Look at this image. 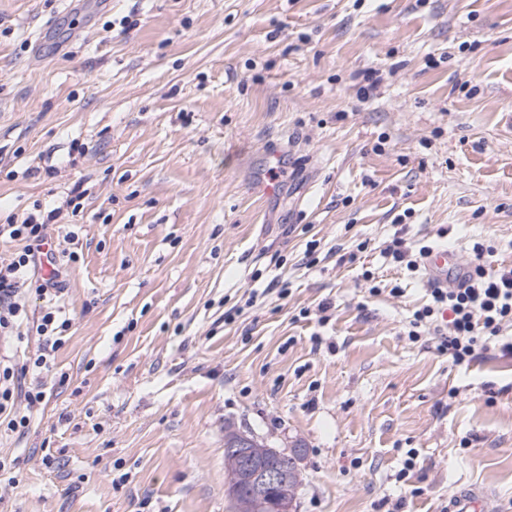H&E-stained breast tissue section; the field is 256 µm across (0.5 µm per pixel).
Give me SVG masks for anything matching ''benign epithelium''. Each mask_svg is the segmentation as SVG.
<instances>
[{
  "mask_svg": "<svg viewBox=\"0 0 512 512\" xmlns=\"http://www.w3.org/2000/svg\"><path fill=\"white\" fill-rule=\"evenodd\" d=\"M297 445L295 441L286 449L285 466L279 463L281 451L249 430L236 429L225 438V454L237 467L227 487L233 512H295L303 460Z\"/></svg>",
  "mask_w": 512,
  "mask_h": 512,
  "instance_id": "1",
  "label": "benign epithelium"
}]
</instances>
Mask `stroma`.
I'll return each mask as SVG.
<instances>
[{
  "mask_svg": "<svg viewBox=\"0 0 512 512\" xmlns=\"http://www.w3.org/2000/svg\"><path fill=\"white\" fill-rule=\"evenodd\" d=\"M509 115L512 0H0V224L78 257L0 512H229L228 426L299 512H512V357L410 341L386 254L512 267ZM486 496L476 489H465L448 502V512H482Z\"/></svg>",
  "mask_w": 512,
  "mask_h": 512,
  "instance_id": "1",
  "label": "stroma"
}]
</instances>
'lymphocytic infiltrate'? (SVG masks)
I'll return each mask as SVG.
<instances>
[{"label":"lymphocytic infiltrate","mask_w":512,"mask_h":512,"mask_svg":"<svg viewBox=\"0 0 512 512\" xmlns=\"http://www.w3.org/2000/svg\"><path fill=\"white\" fill-rule=\"evenodd\" d=\"M48 223L39 216L28 215L21 223L0 224V239L22 242L9 263L0 264V335H16L28 317L21 301L25 285H32L45 304L35 329L42 342L22 367L0 363V427L19 434L25 433L29 419L17 409L18 401L27 406L41 404L44 393L25 386L27 375L40 374L49 366L48 357L62 343L71 323L62 317L58 307L50 305V297L58 292L56 276L28 280L27 274L45 245ZM429 304L416 310L409 322L408 336L416 340L432 332L439 337L437 350L456 365L470 364L480 351L496 347L502 354L512 355V267L485 271L474 265L467 271L463 284L457 288L432 289ZM446 321H439V314Z\"/></svg>","instance_id":"obj_1"}]
</instances>
